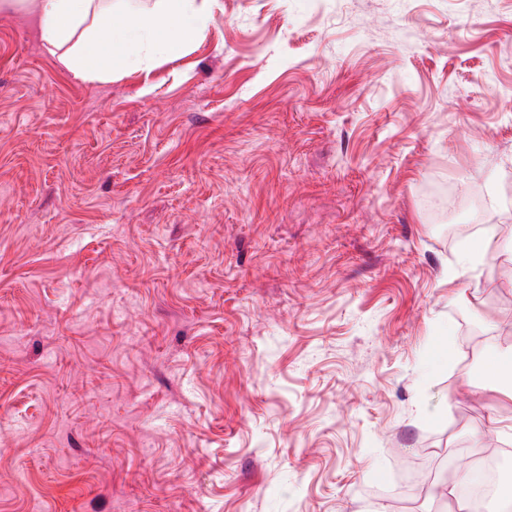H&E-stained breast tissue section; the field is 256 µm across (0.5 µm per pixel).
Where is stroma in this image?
Listing matches in <instances>:
<instances>
[{
    "label": "stroma",
    "instance_id": "35a3bbf8",
    "mask_svg": "<svg viewBox=\"0 0 512 512\" xmlns=\"http://www.w3.org/2000/svg\"><path fill=\"white\" fill-rule=\"evenodd\" d=\"M211 16L85 81L0 11V512H448L401 466L512 449V0ZM497 391L512 400V347L497 349L483 361Z\"/></svg>",
    "mask_w": 512,
    "mask_h": 512
}]
</instances>
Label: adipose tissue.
Returning <instances> with one entry per match:
<instances>
[{"label": "adipose tissue", "instance_id": "adipose-tissue-1", "mask_svg": "<svg viewBox=\"0 0 512 512\" xmlns=\"http://www.w3.org/2000/svg\"><path fill=\"white\" fill-rule=\"evenodd\" d=\"M209 0H155L152 11L115 22V0H0V9L31 16L49 52L84 80L133 67L137 48L175 58L201 40L211 20Z\"/></svg>", "mask_w": 512, "mask_h": 512}]
</instances>
